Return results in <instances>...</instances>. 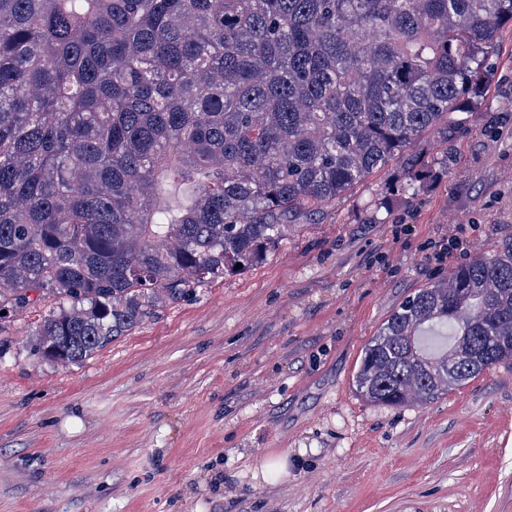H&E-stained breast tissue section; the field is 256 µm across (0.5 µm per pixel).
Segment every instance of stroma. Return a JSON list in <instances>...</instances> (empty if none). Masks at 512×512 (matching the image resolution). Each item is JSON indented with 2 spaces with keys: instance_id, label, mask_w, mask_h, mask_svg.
Wrapping results in <instances>:
<instances>
[{
  "instance_id": "1",
  "label": "stroma",
  "mask_w": 512,
  "mask_h": 512,
  "mask_svg": "<svg viewBox=\"0 0 512 512\" xmlns=\"http://www.w3.org/2000/svg\"><path fill=\"white\" fill-rule=\"evenodd\" d=\"M493 61L457 139L418 141V195L390 162L263 262L79 363L30 354L53 300L16 316L0 512H512V364L423 406L352 383L406 297L512 244V28Z\"/></svg>"
}]
</instances>
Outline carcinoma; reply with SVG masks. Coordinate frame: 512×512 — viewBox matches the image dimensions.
<instances>
[{
  "instance_id": "1",
  "label": "carcinoma",
  "mask_w": 512,
  "mask_h": 512,
  "mask_svg": "<svg viewBox=\"0 0 512 512\" xmlns=\"http://www.w3.org/2000/svg\"><path fill=\"white\" fill-rule=\"evenodd\" d=\"M510 24L512 0H0V331L54 298L32 355L78 363L393 160L417 194L410 148L460 134ZM505 362L512 247L408 296L353 383L422 405Z\"/></svg>"
}]
</instances>
